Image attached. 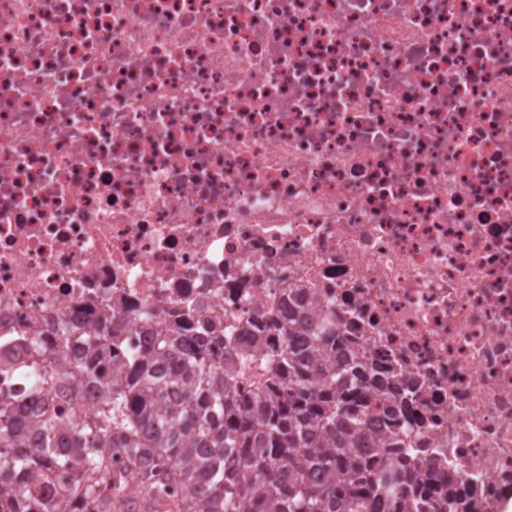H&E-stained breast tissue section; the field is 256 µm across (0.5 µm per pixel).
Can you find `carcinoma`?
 Wrapping results in <instances>:
<instances>
[{"label":"carcinoma","mask_w":512,"mask_h":512,"mask_svg":"<svg viewBox=\"0 0 512 512\" xmlns=\"http://www.w3.org/2000/svg\"><path fill=\"white\" fill-rule=\"evenodd\" d=\"M86 333L70 376L96 381L107 400L67 434L51 409L0 406V512H83L84 502L132 512L135 501L166 512H492L445 484L437 461L418 469L408 441L422 423L418 389L351 344L334 303L287 288L282 308L244 322L170 309L143 349L109 317ZM257 354L263 387L231 379ZM384 390L393 399L373 433L366 409ZM70 460L81 474L63 511L36 480Z\"/></svg>","instance_id":"cac0c4a2"}]
</instances>
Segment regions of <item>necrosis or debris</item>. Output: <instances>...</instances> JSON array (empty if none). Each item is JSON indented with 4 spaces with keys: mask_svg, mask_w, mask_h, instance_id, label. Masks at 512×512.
<instances>
[{
    "mask_svg": "<svg viewBox=\"0 0 512 512\" xmlns=\"http://www.w3.org/2000/svg\"><path fill=\"white\" fill-rule=\"evenodd\" d=\"M280 279L356 309L450 480L512 487V0H0L1 403L76 423L103 391L29 338Z\"/></svg>",
    "mask_w": 512,
    "mask_h": 512,
    "instance_id": "1",
    "label": "necrosis or debris"
}]
</instances>
